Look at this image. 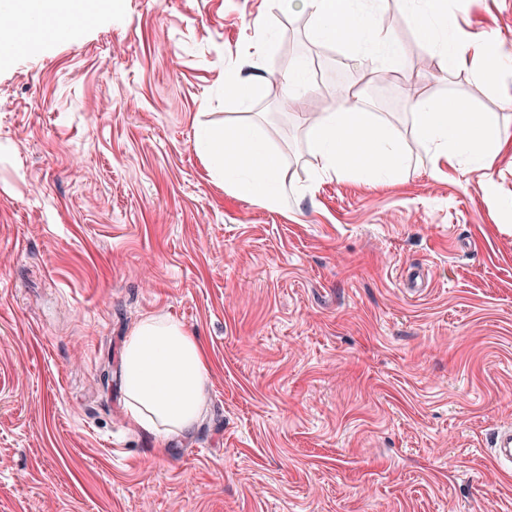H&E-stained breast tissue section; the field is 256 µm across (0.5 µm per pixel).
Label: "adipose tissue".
I'll return each instance as SVG.
<instances>
[{
	"label": "adipose tissue",
	"instance_id": "adipose-tissue-1",
	"mask_svg": "<svg viewBox=\"0 0 512 512\" xmlns=\"http://www.w3.org/2000/svg\"><path fill=\"white\" fill-rule=\"evenodd\" d=\"M412 2L398 0L419 39L434 46L442 72L453 73L479 59L486 76L495 78L503 60L494 36L474 41L462 35L448 14L447 0H423L419 9ZM285 7L309 14L320 40L358 46L363 54L382 56L387 72H403L404 48L382 33L358 0H286ZM359 102V95L350 93L336 111L299 113L315 169L325 175L353 169L371 182L396 176L403 158L394 128L361 111ZM405 102L413 112L412 135L430 152L433 163L467 164L479 173L484 196H493L488 168L492 159L512 148V137L503 135L491 118L453 101L432 104L411 86ZM197 148L208 162L223 169L224 180L237 197L274 205L284 196L281 157L249 116L225 128L220 144L198 135ZM120 379L134 427L153 438L168 439L192 430L204 414L211 367L202 341L169 315L152 314L139 320L127 338Z\"/></svg>",
	"mask_w": 512,
	"mask_h": 512
}]
</instances>
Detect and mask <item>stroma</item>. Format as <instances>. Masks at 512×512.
Listing matches in <instances>:
<instances>
[{"label": "stroma", "instance_id": "obj_1", "mask_svg": "<svg viewBox=\"0 0 512 512\" xmlns=\"http://www.w3.org/2000/svg\"><path fill=\"white\" fill-rule=\"evenodd\" d=\"M376 19L400 77L278 0H112L12 28L0 61V512H512L486 446L512 423V157L479 176L430 162L402 87L458 98L512 136V76L447 74L396 0ZM512 57V0L454 12ZM304 23L332 112L348 89L399 133L407 167L317 178L288 118L285 41ZM267 76L224 95L242 61ZM283 158L279 207L236 197L197 150L241 112ZM164 313L206 346L189 435L136 431L118 368Z\"/></svg>", "mask_w": 512, "mask_h": 512}]
</instances>
